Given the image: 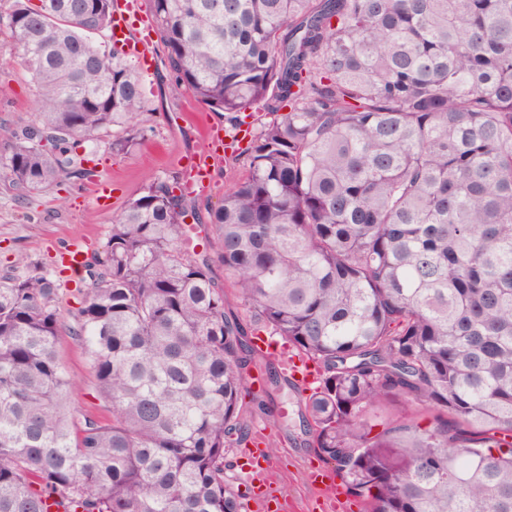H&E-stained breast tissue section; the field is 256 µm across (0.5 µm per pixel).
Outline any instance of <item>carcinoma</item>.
Listing matches in <instances>:
<instances>
[{"label": "carcinoma", "instance_id": "cac0c4a2", "mask_svg": "<svg viewBox=\"0 0 512 512\" xmlns=\"http://www.w3.org/2000/svg\"><path fill=\"white\" fill-rule=\"evenodd\" d=\"M40 2L0 8L35 89L0 158L29 194L145 130L132 67L90 38L112 0ZM150 2L173 90L233 138L246 111L270 120L207 221L154 179L84 263L70 333L112 419L69 413L59 280L37 261L0 278V512H244L224 458L256 443L260 348L227 286L317 367L302 422L367 512H512V0ZM399 401L434 423L379 419ZM224 311L227 315L238 316L246 326L249 334H255L254 336H260L263 339L268 337L266 332H257L254 330L255 325L253 323L252 313L243 305L232 288H224Z\"/></svg>", "mask_w": 512, "mask_h": 512}]
</instances>
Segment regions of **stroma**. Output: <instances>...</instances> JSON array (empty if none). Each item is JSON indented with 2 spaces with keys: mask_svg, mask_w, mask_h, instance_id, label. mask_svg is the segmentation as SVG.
Segmentation results:
<instances>
[{
  "mask_svg": "<svg viewBox=\"0 0 512 512\" xmlns=\"http://www.w3.org/2000/svg\"><path fill=\"white\" fill-rule=\"evenodd\" d=\"M153 63L149 70H138L144 93L145 135L127 153L112 151L101 141L85 163L95 177L112 183V206L94 207L85 199L86 183L70 179L37 194H25L5 177L0 178V277L21 272L29 260L54 267L62 247L80 242L85 251L102 249L112 228V217L143 186L154 178L173 174L186 176L184 156L199 150L202 129L207 124L225 125L223 115L199 105L189 92L173 91L166 48L159 30H152ZM0 82L7 87L0 95V147L9 142L12 131L34 117V89L28 71L9 56L0 57ZM246 157L226 156L215 168L206 187L187 195V203L202 208L221 205L226 186L237 179ZM61 307L65 331L60 336V355L77 391L70 402L76 419L103 417L107 411L92 391L93 378L79 340L69 332L77 308L80 278L61 274ZM277 382H270V375ZM249 375L252 391L261 406L250 421L272 433L277 443L268 448V457L277 472L271 489L273 497L286 504L287 512H313L317 486L309 479L311 468L333 471L334 465L313 448L299 421L303 398L289 384L276 356H255Z\"/></svg>",
  "mask_w": 512,
  "mask_h": 512,
  "instance_id": "stroma-1",
  "label": "stroma"
}]
</instances>
